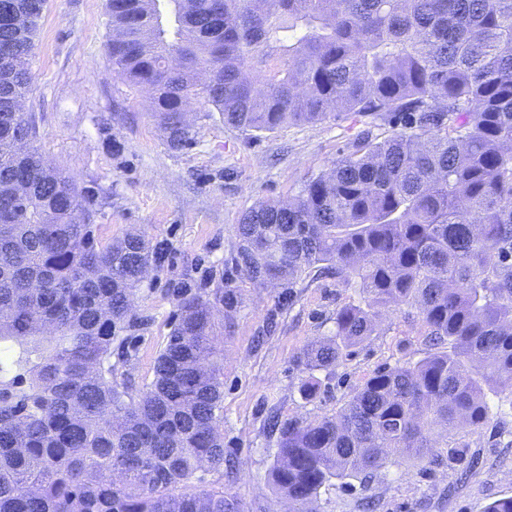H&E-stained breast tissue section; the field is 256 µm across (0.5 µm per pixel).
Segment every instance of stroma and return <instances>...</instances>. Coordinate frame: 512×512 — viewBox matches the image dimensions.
I'll return each instance as SVG.
<instances>
[{
	"instance_id": "1",
	"label": "stroma",
	"mask_w": 512,
	"mask_h": 512,
	"mask_svg": "<svg viewBox=\"0 0 512 512\" xmlns=\"http://www.w3.org/2000/svg\"><path fill=\"white\" fill-rule=\"evenodd\" d=\"M110 36L106 0H48L28 64L26 108L36 117L35 146L46 161L95 192L98 240L139 231L166 251L134 297L142 323L129 333L128 360L116 364V381L135 395L152 381L183 290L239 289L234 325L221 337L224 452L234 466L197 476L203 486L233 494L241 512H289L267 477L276 452L263 428L268 413L284 420L334 415L376 369L416 362L428 350L420 324L402 309L389 311L363 346L333 371L319 372L320 394L304 399L303 348L329 335L337 308L358 302L360 292L332 277H310L283 301L278 289L232 271L235 227L258 201L295 195L349 153L355 139H381L393 122L377 112L245 132L198 100L190 106L194 141L173 150L147 96L131 93L113 70ZM491 405L482 426L460 430L459 447L439 449L438 462L392 464L366 484L332 480L317 494V512H484L512 496V402L495 398Z\"/></svg>"
}]
</instances>
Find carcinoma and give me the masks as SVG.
<instances>
[{"label": "carcinoma", "instance_id": "1", "mask_svg": "<svg viewBox=\"0 0 512 512\" xmlns=\"http://www.w3.org/2000/svg\"><path fill=\"white\" fill-rule=\"evenodd\" d=\"M47 0H0V512H240L190 485L224 466L217 330L241 294H181L138 398L113 379L135 327L129 296L162 252L139 233L102 245L89 192L36 149L25 100ZM108 55L126 86L152 87L168 146L194 140L184 105L273 131L341 113L402 127L361 139L289 200L255 203L231 264L283 298L315 270L355 285L332 334L308 344L316 370L373 335L390 307L416 310L426 357L373 372L334 416L273 420L268 476L292 512L333 479L433 461L489 394L512 397V0H107ZM224 313V324L216 322Z\"/></svg>", "mask_w": 512, "mask_h": 512}]
</instances>
